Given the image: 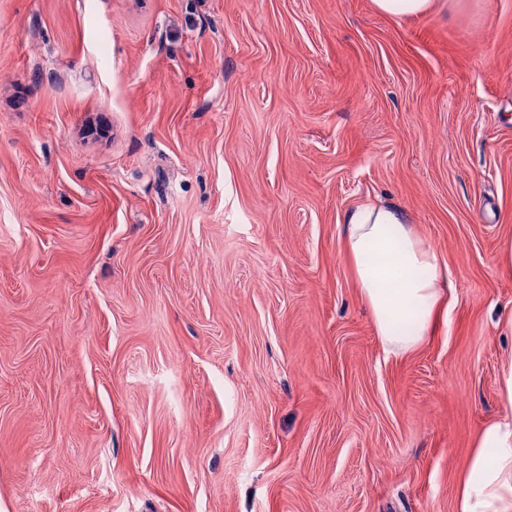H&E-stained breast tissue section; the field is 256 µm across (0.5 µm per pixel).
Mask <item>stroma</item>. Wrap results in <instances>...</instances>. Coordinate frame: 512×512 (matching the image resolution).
I'll return each mask as SVG.
<instances>
[{"label":"stroma","instance_id":"1","mask_svg":"<svg viewBox=\"0 0 512 512\" xmlns=\"http://www.w3.org/2000/svg\"><path fill=\"white\" fill-rule=\"evenodd\" d=\"M367 201L452 272L405 356ZM509 237L512 0H0V512H456ZM375 8L392 16H420L430 12L436 0H372ZM344 241L361 297L384 351L416 350L439 327L448 333L452 274L400 207L362 203L344 217Z\"/></svg>","mask_w":512,"mask_h":512}]
</instances>
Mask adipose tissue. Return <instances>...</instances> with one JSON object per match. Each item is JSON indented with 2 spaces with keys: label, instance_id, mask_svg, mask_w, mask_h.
Segmentation results:
<instances>
[{
  "label": "adipose tissue",
  "instance_id": "ef3b65f1",
  "mask_svg": "<svg viewBox=\"0 0 512 512\" xmlns=\"http://www.w3.org/2000/svg\"><path fill=\"white\" fill-rule=\"evenodd\" d=\"M344 224L355 280L385 352L408 354L447 327L456 300L451 271L408 213L362 203L347 211ZM457 512H512V412L479 432Z\"/></svg>",
  "mask_w": 512,
  "mask_h": 512
}]
</instances>
